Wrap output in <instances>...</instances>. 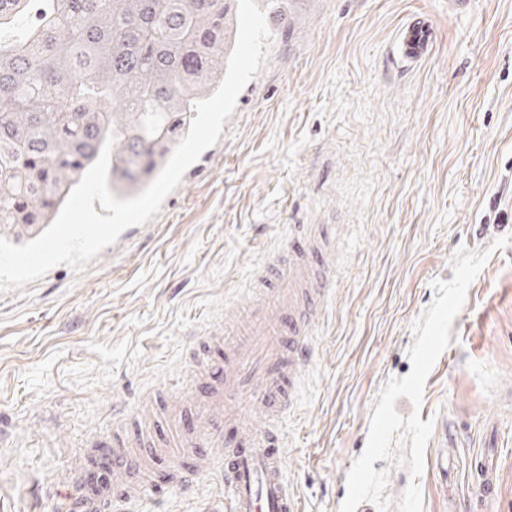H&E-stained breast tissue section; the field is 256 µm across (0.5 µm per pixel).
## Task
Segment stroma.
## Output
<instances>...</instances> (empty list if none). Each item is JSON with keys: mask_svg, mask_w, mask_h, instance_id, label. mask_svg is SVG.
I'll use <instances>...</instances> for the list:
<instances>
[{"mask_svg": "<svg viewBox=\"0 0 512 512\" xmlns=\"http://www.w3.org/2000/svg\"><path fill=\"white\" fill-rule=\"evenodd\" d=\"M418 16L436 39L408 68L394 47ZM271 33L220 151L147 227L82 272L60 265L0 293V512H58L41 486L63 483L113 405L138 411L152 387L186 397L191 340L223 324L295 224L331 225L341 243L282 425L303 512H339L379 394L410 373L413 324L462 247L488 258L425 384L424 512H449L452 492L470 504L478 451L498 466L501 494L471 512H512V244L491 248L512 237V0H472L464 14L449 0H309L297 25ZM410 447L397 440L373 464L394 505ZM153 469L155 487L128 512H224L216 474L184 491L165 461Z\"/></svg>", "mask_w": 512, "mask_h": 512, "instance_id": "1", "label": "stroma"}]
</instances>
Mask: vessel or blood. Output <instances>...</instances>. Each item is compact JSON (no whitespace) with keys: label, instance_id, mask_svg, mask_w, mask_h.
Returning a JSON list of instances; mask_svg holds the SVG:
<instances>
[{"label":"vessel or blood","instance_id":"vessel-or-blood-1","mask_svg":"<svg viewBox=\"0 0 512 512\" xmlns=\"http://www.w3.org/2000/svg\"><path fill=\"white\" fill-rule=\"evenodd\" d=\"M434 38L428 21L406 23L396 53L406 65H417L430 54ZM294 232L255 268L245 319L209 330V339L228 345L223 367L207 365L205 349L194 350L192 359L204 369L190 379L187 402L170 405L164 392L150 394L151 405L167 408L163 440L143 431L134 413L113 408L111 434L92 440L93 457L72 458L65 492L43 487L45 497L59 498L60 512H121L141 499L152 462L161 455L172 459V477L186 490L199 473L218 472L224 512H301L300 498L288 484L281 423L310 358L312 326L334 286L337 248L321 225L299 224ZM252 410L264 420L258 435L247 421ZM228 423L237 437L225 433ZM103 468L111 482L91 483V471ZM472 483L478 498L494 499L499 479L493 462L476 459Z\"/></svg>","mask_w":512,"mask_h":512}]
</instances>
